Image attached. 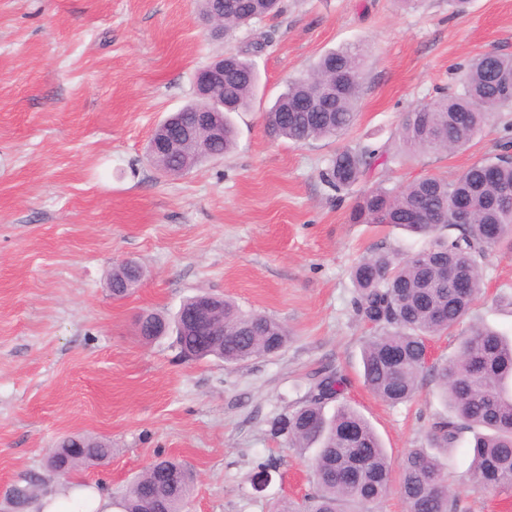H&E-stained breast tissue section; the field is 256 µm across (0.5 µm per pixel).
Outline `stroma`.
I'll return each mask as SVG.
<instances>
[{
  "instance_id": "1",
  "label": "stroma",
  "mask_w": 512,
  "mask_h": 512,
  "mask_svg": "<svg viewBox=\"0 0 512 512\" xmlns=\"http://www.w3.org/2000/svg\"><path fill=\"white\" fill-rule=\"evenodd\" d=\"M261 50H254V43ZM359 47L362 87L354 125L298 145L271 137L263 114L289 80L324 53ZM512 53V0H281L269 16L210 37L198 0H0V512L14 488L63 485L46 466L63 436L112 443L111 459L79 480L121 499L157 456L197 474L186 512H270L313 486L312 450L286 447L270 422L301 402L316 371L337 372L344 398L374 427L399 467L427 445L448 410L424 382L388 405L361 377L371 329L353 311L352 268L377 252L406 256L426 240L350 209L383 182L455 180L512 141L501 112L452 153L407 154L405 112L459 91L478 54ZM242 53L260 83L232 113L233 149L179 176L160 173L148 141L194 97L212 59ZM388 147L369 179L336 192L320 177L345 148ZM136 261L142 279L115 298L113 267ZM207 292L280 321L275 357L240 365L185 361L170 338L145 343L135 321L173 317ZM512 250L490 255L471 320L512 336ZM467 446L444 456L463 512H512V490L474 491Z\"/></svg>"
}]
</instances>
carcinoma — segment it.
<instances>
[{"label": "carcinoma", "instance_id": "1", "mask_svg": "<svg viewBox=\"0 0 512 512\" xmlns=\"http://www.w3.org/2000/svg\"><path fill=\"white\" fill-rule=\"evenodd\" d=\"M279 0H224L235 19L224 34L252 24L278 6ZM258 85L254 65L237 54L224 56V138L209 143V157H219L235 142L230 114L249 106ZM361 89L358 49L342 47L321 56L305 76L292 80L263 118L269 133L295 144L331 138L354 123ZM512 106V55L488 51L469 63L461 90L414 107L404 114L400 140L411 152L452 151L467 146L496 112ZM384 158L369 146L337 153L322 172L324 181L341 191L361 181ZM169 175L187 172L182 159H152ZM512 155L485 158L454 181L423 177L401 189L379 183L355 202L350 220L387 224L425 236L426 247L398 257L375 253L354 266L356 314L374 329L363 347L365 386L381 400L398 405L412 400L422 380H430L448 406L427 434L431 448H455L469 435L471 462L467 470L473 489L483 493L512 489V338L484 325L471 324L457 355L429 364L430 341L459 326L471 313L478 293L456 288L454 277L465 274L482 282L484 260L502 244L512 245ZM468 213L456 219L455 210ZM141 339L160 333L175 335L180 357L197 361L214 357L241 364L275 356L288 343V330L275 318L244 311L224 301V337L209 344L184 327L183 313L167 320L147 314ZM342 380L325 371L317 376L304 400L272 422L271 433L292 448H313L311 468L317 492L300 502L283 500L272 512H346L354 504L372 512L385 498L391 464L371 424L341 401ZM336 403L332 415L325 408ZM62 457L66 474L112 457L104 437L63 438L51 449L48 466ZM194 482L181 460L159 459L136 477L123 494L124 512H145L147 499L157 496L159 512H185ZM400 493L408 512H459L447 470L439 457L423 448L405 454L399 473Z\"/></svg>", "mask_w": 512, "mask_h": 512}]
</instances>
